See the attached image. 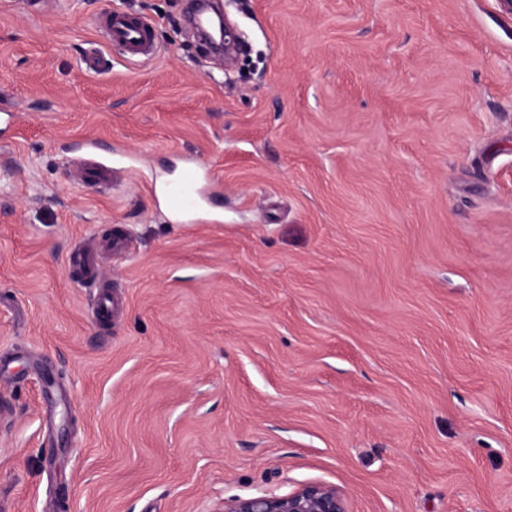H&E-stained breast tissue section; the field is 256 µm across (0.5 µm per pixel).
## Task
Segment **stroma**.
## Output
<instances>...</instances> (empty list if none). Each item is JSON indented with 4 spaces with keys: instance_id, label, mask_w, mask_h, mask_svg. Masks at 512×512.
<instances>
[{
    "instance_id": "obj_1",
    "label": "stroma",
    "mask_w": 512,
    "mask_h": 512,
    "mask_svg": "<svg viewBox=\"0 0 512 512\" xmlns=\"http://www.w3.org/2000/svg\"><path fill=\"white\" fill-rule=\"evenodd\" d=\"M108 9L157 53L101 47ZM0 0V512H512V7ZM100 47L104 73L83 59ZM108 192L73 182L84 143ZM208 200L180 224L160 186ZM98 255L93 318L68 254ZM220 40L224 41V62L230 66L242 46V37L239 31L224 18V24H219ZM347 512L342 494L323 484H310L287 496H257L224 502L219 512Z\"/></svg>"
}]
</instances>
